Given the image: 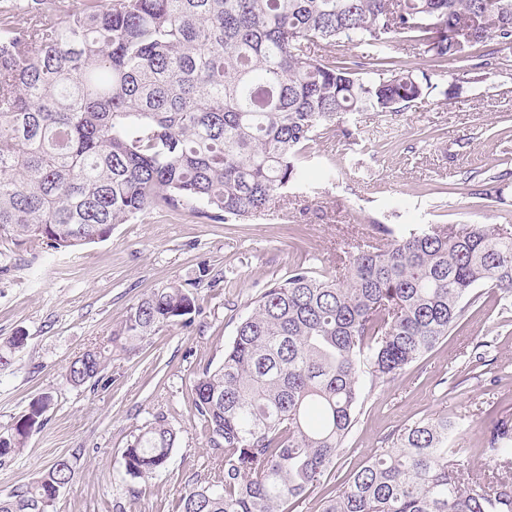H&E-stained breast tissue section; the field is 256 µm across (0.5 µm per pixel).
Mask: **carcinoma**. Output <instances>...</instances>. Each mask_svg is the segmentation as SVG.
<instances>
[{
    "instance_id": "obj_1",
    "label": "carcinoma",
    "mask_w": 512,
    "mask_h": 512,
    "mask_svg": "<svg viewBox=\"0 0 512 512\" xmlns=\"http://www.w3.org/2000/svg\"><path fill=\"white\" fill-rule=\"evenodd\" d=\"M401 37L451 64L493 40L512 47V0H11L0 8V240L78 251L140 214L186 206L212 220L271 208L304 174L320 129L353 112H400L439 88L383 58L318 53ZM359 246L338 272L296 266L263 289L192 404L223 464L184 490L177 512H284L333 468L365 379L393 380L455 326L489 285L512 298V229L432 225ZM199 312L178 283L133 304L108 343L84 351L65 381L95 386L113 349L134 350ZM25 337L0 341V371ZM53 397L0 434L23 448ZM444 416L398 432L322 512H512V476L488 483L448 456ZM177 432L160 412L125 449L132 478L164 467ZM491 470L512 466V428L489 430ZM61 457L0 494V512H50L73 482Z\"/></svg>"
}]
</instances>
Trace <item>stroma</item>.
Segmentation results:
<instances>
[{
  "mask_svg": "<svg viewBox=\"0 0 512 512\" xmlns=\"http://www.w3.org/2000/svg\"><path fill=\"white\" fill-rule=\"evenodd\" d=\"M327 55L391 57L433 82L448 67L397 38L381 48L327 47ZM351 138L317 135L309 180L291 184L280 219L213 222L187 209L153 211L118 225L106 241L77 252L0 242V339L26 343L0 372V433L48 392L44 427L20 452L0 458V493L28 484L57 458L76 481L50 512H176L184 486L220 465L192 407L197 374L219 361L240 317L267 285L303 265L334 270L353 246L436 224L512 227V48L462 83L398 113L347 115ZM181 283L200 307L186 327L161 329L133 352H114L98 387H74L63 373L79 352L106 342L151 289ZM166 414L178 440L148 481L130 478L123 452ZM448 416L459 431V468L486 469L492 422L512 424V301L484 287L457 325L394 380L365 389L357 421L323 488L286 504L321 512L324 489L340 487L389 438L423 418Z\"/></svg>",
  "mask_w": 512,
  "mask_h": 512,
  "instance_id": "35a3bbf8",
  "label": "stroma"
}]
</instances>
